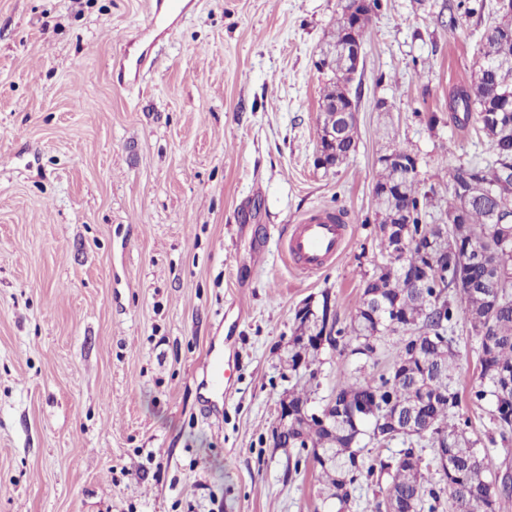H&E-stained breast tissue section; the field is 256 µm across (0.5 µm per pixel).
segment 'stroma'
<instances>
[{
	"label": "stroma",
	"mask_w": 512,
	"mask_h": 512,
	"mask_svg": "<svg viewBox=\"0 0 512 512\" xmlns=\"http://www.w3.org/2000/svg\"><path fill=\"white\" fill-rule=\"evenodd\" d=\"M380 3L356 150L326 170L316 62L341 0H198L154 42L147 0H0V512H324L317 469L273 432L296 383L322 407L355 361L325 349L291 370L295 312L327 298L348 319L382 264L378 155L406 146L442 207L452 169L490 156L450 99L492 12L451 30L448 0ZM145 50L153 66L119 84L117 58ZM315 209L348 234L305 274L281 240ZM223 336L236 353L209 418L202 368ZM458 338L471 437L512 473V440L468 398L478 344Z\"/></svg>",
	"instance_id": "stroma-1"
}]
</instances>
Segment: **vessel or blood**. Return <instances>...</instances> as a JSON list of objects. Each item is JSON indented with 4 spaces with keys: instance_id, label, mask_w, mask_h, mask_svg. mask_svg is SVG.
Returning <instances> with one entry per match:
<instances>
[{
    "instance_id": "1",
    "label": "vessel or blood",
    "mask_w": 512,
    "mask_h": 512,
    "mask_svg": "<svg viewBox=\"0 0 512 512\" xmlns=\"http://www.w3.org/2000/svg\"><path fill=\"white\" fill-rule=\"evenodd\" d=\"M188 7L186 0H148L146 29L157 36L168 33L176 15ZM346 236L345 224L329 211H316L293 225L282 247L287 257L300 270L317 272L334 262ZM203 376L213 389L224 386V356L210 352Z\"/></svg>"
}]
</instances>
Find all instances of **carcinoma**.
I'll list each match as a JSON object with an SVG mask.
<instances>
[{"instance_id": "cac0c4a2", "label": "carcinoma", "mask_w": 512, "mask_h": 512, "mask_svg": "<svg viewBox=\"0 0 512 512\" xmlns=\"http://www.w3.org/2000/svg\"><path fill=\"white\" fill-rule=\"evenodd\" d=\"M486 0H458L448 5L449 27H454L457 13L473 15L484 12ZM380 8V0H372L371 8L358 19L360 39H366L372 15ZM494 13L499 20L489 26L477 61V71L471 83L453 96L450 106L462 112L460 122L475 120L479 130L488 139L491 155L483 162H470L455 167L450 174L448 206L444 213L456 210L463 197L478 186H499L503 183L504 169H512V112L498 113L496 127H488L485 114L496 107L499 95L512 93V0H496ZM326 71L330 78L321 93V126L318 141L321 156L331 168L342 167L356 149V135L348 142L336 146L326 140L327 127L334 125L336 101L340 99L341 84L349 81L340 58L331 56ZM376 216L379 229L392 223L393 209L407 207L412 211L414 227L425 225L416 243L408 250L406 262L418 268H428V282L432 288L427 295L414 289L396 286L383 294L384 304L397 308L403 330L392 362L396 369L377 375L366 373L365 365L355 367L354 381L341 384L336 391L341 397L352 399L355 406H365V414L380 417L389 402L403 404L417 402L419 414L427 430L422 435L400 437L403 445L393 461L380 463V470L388 475L389 497L398 512L416 509L418 512H439L443 495H448V512H494L500 496H512V481L500 478L498 489H490L498 475L496 450L473 448L468 437L472 421L459 411L457 390L451 387L449 369L457 356L455 333L464 323L479 342L481 385L470 393L473 404L480 406L489 401L492 416L501 436L512 431V218L505 208H512V188L496 200L484 195L473 199L467 210L466 222L443 230L440 225L430 226L433 196L419 188L417 178L397 184L395 171L379 164L373 185ZM447 240L448 267H461L462 277L479 284L487 277L484 263L459 265L464 253L474 244L493 243L489 261L497 263L503 272L504 284L498 301L491 296L472 293L460 288L453 280L443 276L438 260L429 263L425 251L441 239ZM308 317L299 319L298 334L291 340V367H310L322 347L313 338ZM387 335L385 325L372 317L366 298L349 315L345 324H336V349L346 350L352 341L354 353L364 361L374 359L375 345ZM438 440L440 451L453 455L454 467L448 472H437L439 481L432 482L431 469L419 467L420 452ZM359 440L361 447H349V439L332 434L322 422L312 419L305 423L297 435L281 440L278 446L293 448L294 470L308 461L319 468L326 490L323 502L326 512H348L351 490L372 469H363V452L368 445L384 447L381 439L367 430Z\"/></svg>"}]
</instances>
